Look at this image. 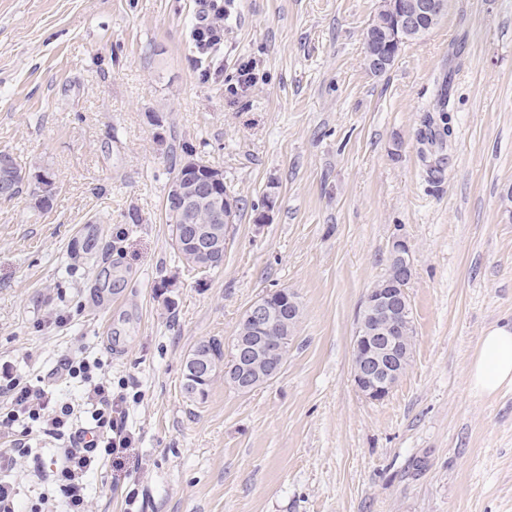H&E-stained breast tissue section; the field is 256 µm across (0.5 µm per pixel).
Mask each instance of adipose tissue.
I'll use <instances>...</instances> for the list:
<instances>
[{
  "instance_id": "adipose-tissue-1",
  "label": "adipose tissue",
  "mask_w": 512,
  "mask_h": 512,
  "mask_svg": "<svg viewBox=\"0 0 512 512\" xmlns=\"http://www.w3.org/2000/svg\"><path fill=\"white\" fill-rule=\"evenodd\" d=\"M512 384V322L494 325L481 336L471 358L468 385L478 396Z\"/></svg>"
}]
</instances>
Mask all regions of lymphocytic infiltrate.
<instances>
[{
	"mask_svg": "<svg viewBox=\"0 0 512 512\" xmlns=\"http://www.w3.org/2000/svg\"><path fill=\"white\" fill-rule=\"evenodd\" d=\"M201 9L192 31L200 54L216 51L224 41V0H200ZM99 361L85 357L65 359L61 369L69 377L81 378L85 392L81 406L56 401L40 385L0 371V428L10 432V445L0 448V473L13 470L19 459L33 452L31 439L40 434L61 441L63 448L43 475L63 512H88L84 479L98 461L113 450L127 447L129 438L120 434L117 416L122 409L112 398V382L98 376ZM88 413L92 427L79 426L81 413Z\"/></svg>",
	"mask_w": 512,
	"mask_h": 512,
	"instance_id": "1",
	"label": "lymphocytic infiltrate"
}]
</instances>
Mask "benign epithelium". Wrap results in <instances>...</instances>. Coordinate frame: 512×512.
I'll list each match as a JSON object with an SVG mask.
<instances>
[{"label": "benign epithelium", "mask_w": 512, "mask_h": 512, "mask_svg": "<svg viewBox=\"0 0 512 512\" xmlns=\"http://www.w3.org/2000/svg\"><path fill=\"white\" fill-rule=\"evenodd\" d=\"M446 9V0H380L378 13L393 17L394 28L405 33L420 34L428 22ZM366 67L374 74L387 71L392 60L391 46L367 37L364 54ZM14 163L6 151L0 153V196L15 191ZM166 203L174 207L183 224L182 245L199 257L215 264L223 258V243L219 226L234 223L237 212L235 196L224 185L221 170L189 159L183 163L181 174L169 184ZM391 252L396 254L398 282L384 288L372 287L364 301V310L371 317L393 321L388 328L371 336L353 338L354 383L367 400L381 401L388 396L402 377L400 354L403 339L401 316L407 313V286L413 277V258L407 242L397 237ZM297 313L291 293H266L246 311L249 331L231 343L224 372L235 386L247 390L253 386V371L257 361L264 362L266 376L275 379L282 371L285 356L277 328L286 315ZM193 373L207 374L211 363L199 344L191 359Z\"/></svg>", "instance_id": "1"}]
</instances>
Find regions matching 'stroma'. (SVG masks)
Segmentation results:
<instances>
[{"label": "stroma", "instance_id": "stroma-1", "mask_svg": "<svg viewBox=\"0 0 512 512\" xmlns=\"http://www.w3.org/2000/svg\"><path fill=\"white\" fill-rule=\"evenodd\" d=\"M377 8L234 0L212 65L198 0H0V151L59 185L44 214L0 200V365L76 404L61 360L102 358L133 442L86 478L89 512H512V385L467 382L512 321V0H449L381 75L363 64ZM188 147L242 206L210 273L165 220ZM397 235L412 360L372 402L352 342ZM283 288L302 316L280 375L186 399L189 351ZM57 446L19 460L18 512Z\"/></svg>", "mask_w": 512, "mask_h": 512}]
</instances>
